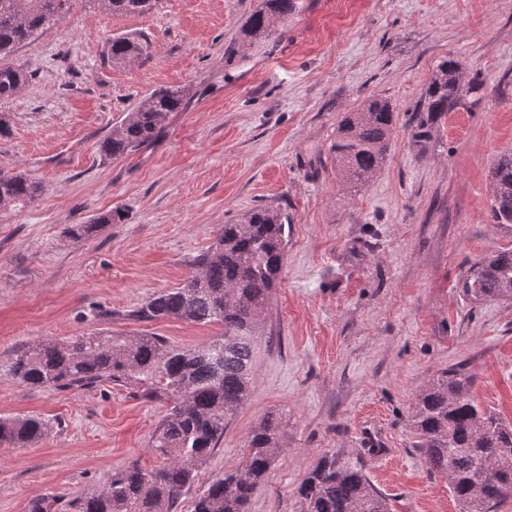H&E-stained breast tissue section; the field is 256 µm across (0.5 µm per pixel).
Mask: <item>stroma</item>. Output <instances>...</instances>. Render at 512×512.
I'll return each mask as SVG.
<instances>
[{"mask_svg": "<svg viewBox=\"0 0 512 512\" xmlns=\"http://www.w3.org/2000/svg\"><path fill=\"white\" fill-rule=\"evenodd\" d=\"M263 0H158L140 15L76 4L12 64L32 75L0 115V169L42 186L23 212L0 210V361L23 345L97 329L147 333L190 349L220 326L136 321L155 292L180 286L217 228L254 209L288 217V251L249 392L224 443L177 512L237 467L246 435L282 415V447L249 512H292L327 454H353L389 512H463L429 472L410 417L437 373L465 366L473 395L512 423V301L465 299L458 280L512 249L488 219L490 170L512 151V0H296L278 32L246 36ZM151 44L113 65L109 39ZM453 56L482 86L418 146L417 103ZM186 90L158 138L105 159L99 142L153 91ZM379 96L395 108L380 172L350 190L330 145L347 113ZM92 235L69 230L109 212ZM166 405L98 384L40 389L0 371V417L48 425L37 442H0V512L101 487L113 471L164 460L150 438Z\"/></svg>", "mask_w": 512, "mask_h": 512, "instance_id": "35a3bbf8", "label": "stroma"}]
</instances>
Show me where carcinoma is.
Segmentation results:
<instances>
[{
  "instance_id": "obj_1",
  "label": "carcinoma",
  "mask_w": 512,
  "mask_h": 512,
  "mask_svg": "<svg viewBox=\"0 0 512 512\" xmlns=\"http://www.w3.org/2000/svg\"><path fill=\"white\" fill-rule=\"evenodd\" d=\"M79 0H0V99L11 97L28 73L7 59L15 47L38 37ZM107 13H145L156 0H92ZM295 9V0H265L249 19L248 35L266 37ZM150 44L133 34L114 37L108 55L116 65L131 64ZM475 88L464 83L460 64L445 57L423 89L414 132L426 142L440 118ZM185 90L172 85L152 92L123 118L100 152L112 159L128 156L154 141L169 113L180 111ZM394 132L393 107L382 98L364 101L342 120L331 145L336 168L352 188L368 184L384 164ZM41 187L22 171L0 170V201L22 211ZM491 223L512 232V152L492 167L488 204ZM112 214L70 230L90 235ZM288 248V217L260 208L242 224L220 227L211 248L198 260L199 272L177 288L160 291L132 313L144 320L180 319L219 324L222 334L193 349L172 347L158 336H126L108 329L45 340L17 350L0 369L33 388H82L96 383H126L151 399L164 400L168 412L159 421L151 447L165 464L152 470L136 463L112 472L104 486L75 496L68 512H177L211 455L224 443L229 417L249 391L256 348L265 331L272 292ZM471 301L512 300V250L481 257L459 280ZM473 376L465 367L446 369L418 395L410 425L428 471L448 477L464 512H497L512 498V424L479 406L472 395ZM33 416L0 418V440L26 446L45 433ZM282 417L268 413L251 427L237 468L211 478L193 512H248L255 487L263 482L281 447ZM59 495L32 503L31 512H56ZM293 512H388L385 499L351 455H325L297 489Z\"/></svg>"
}]
</instances>
